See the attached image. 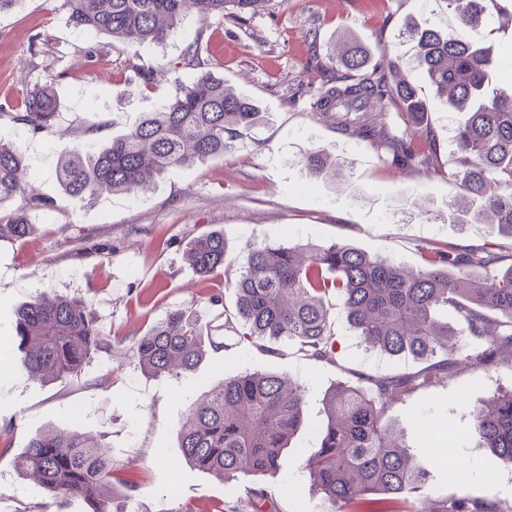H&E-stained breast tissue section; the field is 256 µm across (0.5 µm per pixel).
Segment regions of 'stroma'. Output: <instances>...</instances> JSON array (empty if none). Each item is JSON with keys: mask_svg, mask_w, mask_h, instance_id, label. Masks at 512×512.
<instances>
[{"mask_svg": "<svg viewBox=\"0 0 512 512\" xmlns=\"http://www.w3.org/2000/svg\"><path fill=\"white\" fill-rule=\"evenodd\" d=\"M63 0H20L0 15V104L18 106L26 83L52 82L61 105L56 133H36L24 124L0 123L23 163L38 175L41 201L31 210L33 231L26 238L0 241V424L13 422L8 451H0V512H28L54 506L43 489L18 474L15 454L45 428L104 435L114 459L134 462L142 477L134 497L113 491L127 512H173L187 503L196 512H239L240 491L188 463L179 450V428L193 399L226 377L242 372L283 373L306 388L303 432L276 472L255 477L279 512H332L331 505L299 469V457L315 446L325 423L323 399L340 380L393 370L416 371L414 359H392L366 350L343 320H336L337 365L306 359L296 347L269 355L255 348L228 346L207 351L188 378H155L142 373L133 341L177 308L191 310L203 333L218 325L209 294L225 305L227 286L246 258L247 241L269 244L346 241L407 269L421 263L425 245H480L491 240L485 224H452L448 180L424 170L393 165L389 152L357 137H343L320 120L299 89L313 53L348 37L365 46L372 60L388 56L410 61L413 50L401 33L418 18V0H268L245 19L202 18L186 13L177 32L161 45L130 53L113 43L102 55L68 24ZM476 38H490L496 78L512 90V0ZM315 31V44L306 34ZM40 37L50 59L28 68L29 45ZM195 46L203 68L223 77L260 109L252 138L220 159H207L169 173L134 195H106L93 204L68 196L57 166L65 154L92 141L111 142L145 115L158 111L176 81L190 70L180 61ZM167 64L159 89L139 88L137 67ZM414 85L430 108L433 139L416 134L407 115L388 107L392 133L411 138L418 153L436 148L448 161L452 125L445 100L428 79L414 73ZM324 146L344 161L336 174H310L301 162L311 148ZM223 232L228 252L223 267L200 280L186 251L198 235ZM79 296L91 306L108 344L80 378L43 383L28 375L15 326L20 307L38 293ZM112 373L111 385L101 378ZM512 387V361L496 367L460 369L397 406L394 418L406 445L428 460L425 491L451 506L492 503L512 512V463L476 447L467 432L472 408L499 389ZM445 424L462 466L449 473L434 459L426 428Z\"/></svg>", "mask_w": 512, "mask_h": 512, "instance_id": "1", "label": "stroma"}]
</instances>
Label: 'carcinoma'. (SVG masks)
Here are the masks:
<instances>
[{
  "label": "carcinoma",
  "instance_id": "cac0c4a2",
  "mask_svg": "<svg viewBox=\"0 0 512 512\" xmlns=\"http://www.w3.org/2000/svg\"><path fill=\"white\" fill-rule=\"evenodd\" d=\"M266 0H63L68 23L80 37L108 36L135 52L160 45L176 30L184 13L243 19ZM456 24L439 28L424 21L407 29L416 42L413 68L425 73L455 122L448 168L465 202L449 204L451 224H483L493 214L503 238L488 247L449 244L425 246L424 264L408 271L342 241L247 246L244 266L230 284L233 308H224L225 338L239 345L266 348L267 340H285L305 356L336 363L335 320L341 319L367 350L390 358L411 356L425 362L416 372L366 375L340 381L324 402L326 424L317 433L316 450L305 453L299 468L333 505L352 504L356 512H398L410 495L425 488L426 468L395 427L392 412L414 393L448 377L460 365L496 366L499 353L512 348V94L491 87V60L469 37L485 21V0H445ZM305 86L312 109L332 121L336 131L389 150L397 166L422 167L442 175L436 151L418 154L406 138L387 132L380 105L398 102L426 137L428 105L399 61L383 58L363 71L366 54L355 42L337 50L336 61L314 56ZM60 104L47 83L25 87L22 110L0 119L37 131L52 128ZM259 110L234 92L224 79L200 71L174 91L157 112L107 146L86 143L65 155L58 166L63 190L83 202L108 194H130L155 179L198 161L217 159L251 136ZM318 174L336 172L342 163L324 148L304 157ZM22 157L0 137V207L23 196ZM31 228L19 206L0 218V240L24 238ZM187 259L203 278L224 265V233L196 237ZM481 268L485 277L473 279ZM454 313L458 326L442 320ZM16 334L25 350L29 375L41 382L79 376L91 354L106 343L88 304L80 298L39 294L19 313ZM189 312L176 309L134 342L141 370L152 377L181 378L193 373L206 346ZM305 388L283 374L253 372L224 379L192 403L179 432V448L193 466L226 483L272 472L288 443L299 433ZM471 436L512 462V388L501 390L472 411ZM15 469L33 476L56 512H126L113 505L114 484L133 491L130 464L112 457L103 436L74 430H47L33 437L14 458ZM246 512H278L258 487L243 490Z\"/></svg>",
  "mask_w": 512,
  "mask_h": 512
}]
</instances>
